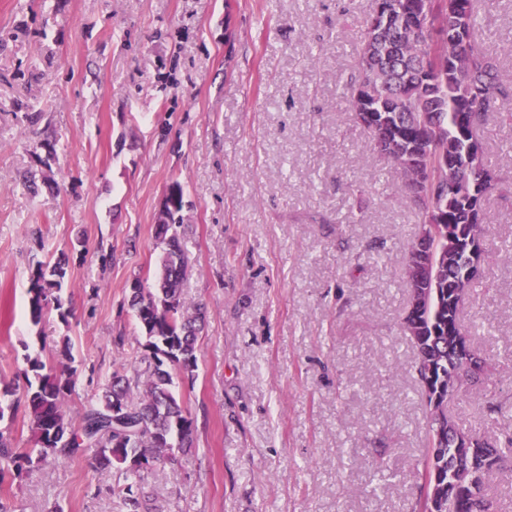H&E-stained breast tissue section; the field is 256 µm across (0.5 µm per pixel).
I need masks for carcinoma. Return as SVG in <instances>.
<instances>
[{
  "label": "carcinoma",
  "mask_w": 512,
  "mask_h": 512,
  "mask_svg": "<svg viewBox=\"0 0 512 512\" xmlns=\"http://www.w3.org/2000/svg\"><path fill=\"white\" fill-rule=\"evenodd\" d=\"M475 0H383L391 7V28L377 40L369 29L357 50V76L349 102L368 143L381 158L404 176L410 203L422 216L418 239L427 249H411L406 261L408 303L402 327L415 351L419 386L429 407L426 451L421 480L436 476L435 497L420 486L424 512H496L488 482L512 452V436L500 444L476 433L461 452L448 439L453 426L440 420L434 400L448 399V385L465 394L478 379H466L463 358L454 342L464 341L470 352V332L462 310L471 286L469 241L482 234L485 202L500 189L484 147L472 149L489 112L506 96L497 64L475 36ZM479 86L480 99L468 98L465 86ZM184 207L156 225L165 242L155 287L137 281L130 307L143 333L149 362L147 375L117 370L95 402L84 407L79 421L67 410L72 376L46 367L40 357H27L24 404L31 419L33 447L14 448L0 432V484L19 478L48 456L73 458L85 449L96 450L100 475L117 469L122 512H149L139 492L145 473L171 458L174 450L194 445L193 421L173 391V374L193 376L197 368V334L201 308L189 310L182 297L189 257L178 228ZM67 262L37 263L30 274L29 315L33 324L53 307L66 319L62 298ZM14 391L0 392V421L13 415L19 401ZM126 419L127 434L112 432V411Z\"/></svg>",
  "instance_id": "1"
}]
</instances>
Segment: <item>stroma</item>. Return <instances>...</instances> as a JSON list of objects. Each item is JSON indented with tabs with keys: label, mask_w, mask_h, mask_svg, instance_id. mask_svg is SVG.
Instances as JSON below:
<instances>
[{
	"label": "stroma",
	"mask_w": 512,
	"mask_h": 512,
	"mask_svg": "<svg viewBox=\"0 0 512 512\" xmlns=\"http://www.w3.org/2000/svg\"><path fill=\"white\" fill-rule=\"evenodd\" d=\"M376 0H0V390L26 355L73 346L71 413L142 354L128 306L156 282V218L183 189L194 378L175 392L194 447L146 476L154 512H417L429 409L401 327L420 224L348 85ZM477 39L512 77V0ZM488 161L512 186V123ZM500 250L465 306L497 368L448 412L493 436L512 406V189L487 204ZM68 259V319L28 317L29 277ZM93 450L47 458L12 512H118Z\"/></svg>",
	"instance_id": "35a3bbf8"
}]
</instances>
